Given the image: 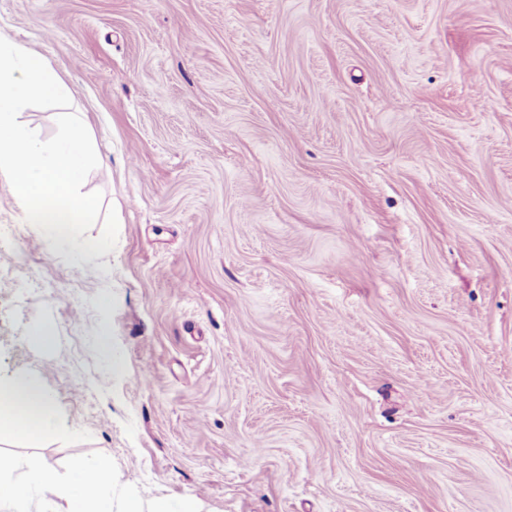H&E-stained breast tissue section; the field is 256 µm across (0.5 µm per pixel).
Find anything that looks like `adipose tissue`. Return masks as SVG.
Instances as JSON below:
<instances>
[{
    "instance_id": "adipose-tissue-1",
    "label": "adipose tissue",
    "mask_w": 512,
    "mask_h": 512,
    "mask_svg": "<svg viewBox=\"0 0 512 512\" xmlns=\"http://www.w3.org/2000/svg\"><path fill=\"white\" fill-rule=\"evenodd\" d=\"M57 421L48 394L35 383L13 379L0 383V443L18 439L42 443L55 435ZM18 460L0 453V505L10 512H29L33 494L51 504L64 503L65 512H145L141 499L133 494L121 501L110 495L112 473L95 460L72 463L68 477L50 467L16 477Z\"/></svg>"
}]
</instances>
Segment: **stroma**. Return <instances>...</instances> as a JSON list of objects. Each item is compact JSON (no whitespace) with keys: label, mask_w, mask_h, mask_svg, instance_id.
<instances>
[{"label":"stroma","mask_w":512,"mask_h":512,"mask_svg":"<svg viewBox=\"0 0 512 512\" xmlns=\"http://www.w3.org/2000/svg\"><path fill=\"white\" fill-rule=\"evenodd\" d=\"M0 34L69 87L119 225L57 248L0 182V379L58 424L5 444L23 471L512 512V0H0Z\"/></svg>","instance_id":"1"}]
</instances>
